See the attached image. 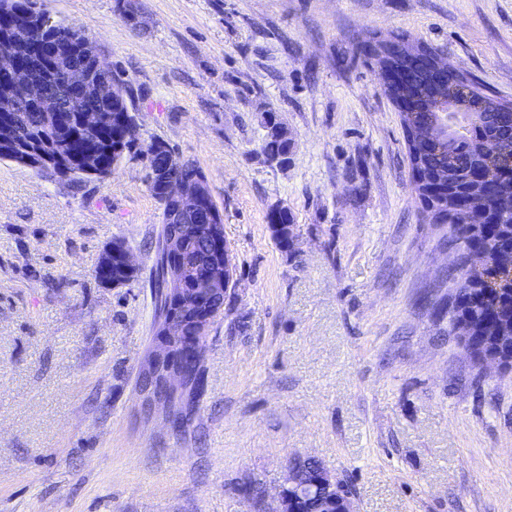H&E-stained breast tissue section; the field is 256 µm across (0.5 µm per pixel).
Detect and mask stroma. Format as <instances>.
Listing matches in <instances>:
<instances>
[{"instance_id": "stroma-1", "label": "stroma", "mask_w": 512, "mask_h": 512, "mask_svg": "<svg viewBox=\"0 0 512 512\" xmlns=\"http://www.w3.org/2000/svg\"><path fill=\"white\" fill-rule=\"evenodd\" d=\"M39 2L122 72L140 147L202 171L234 284L183 422L144 414L161 207L142 162L73 186L0 160V512H254L298 455L357 512H512V369L449 330L448 227L423 213L364 49L444 50L512 102V0ZM115 240L138 270L122 288L94 275ZM267 133L263 140L262 151L270 160H276L288 155L290 142L281 136L269 120L266 122Z\"/></svg>"}]
</instances>
